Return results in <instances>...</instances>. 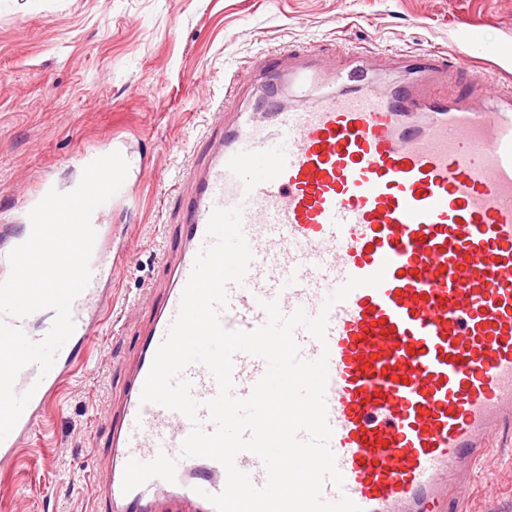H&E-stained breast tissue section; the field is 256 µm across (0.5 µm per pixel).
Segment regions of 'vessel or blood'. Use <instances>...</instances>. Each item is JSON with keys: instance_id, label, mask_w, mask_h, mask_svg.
I'll return each mask as SVG.
<instances>
[{"instance_id": "b4317fda", "label": "vessel or blood", "mask_w": 512, "mask_h": 512, "mask_svg": "<svg viewBox=\"0 0 512 512\" xmlns=\"http://www.w3.org/2000/svg\"><path fill=\"white\" fill-rule=\"evenodd\" d=\"M330 80L335 91L302 107L236 113L186 168L191 198L178 214L179 243L163 256L171 286L112 429L118 458L90 482L107 512H162L166 502L176 512H216L209 497L224 489V467L180 455L194 424L214 429L203 406L218 393L214 377L199 362L182 373L201 403L193 421L142 402L141 393L195 258L214 242L207 226L217 208L240 211L253 255L243 283L226 287L218 309L225 329L264 325L265 301L286 315L328 313L325 341L295 331L303 359L329 356L330 447L343 485L325 484V501L346 496L363 512H449L457 489L474 482L491 432L512 430V93L479 109L476 86L448 98L412 83L383 94L356 68ZM108 210L92 215L91 277L72 303L74 341L47 375L33 364L19 372L16 391L33 396L1 454L38 426L74 342L93 334L89 301L112 283L103 256L112 242ZM30 232L27 221L18 230L0 225V283L11 273L9 253ZM380 270L379 287L324 309L349 277ZM54 320L49 308L25 318L0 313L34 341ZM266 367L236 353L233 396L248 397ZM235 465L254 486L265 484L256 454L239 453Z\"/></svg>"}]
</instances>
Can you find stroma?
I'll use <instances>...</instances> for the list:
<instances>
[{
	"label": "stroma",
	"instance_id": "1",
	"mask_svg": "<svg viewBox=\"0 0 512 512\" xmlns=\"http://www.w3.org/2000/svg\"><path fill=\"white\" fill-rule=\"evenodd\" d=\"M358 63L379 90L427 83L410 61L436 53L435 89L495 76L484 104L512 91V0H0V225L18 223L42 180L76 182L78 159L120 145L132 162L125 196L105 217L112 299L94 340L76 347L42 426L0 463V512H92L90 476L111 457V422L169 286L161 254L178 243L182 172L204 149L225 99L232 118L264 60ZM477 468L458 512H512V437Z\"/></svg>",
	"mask_w": 512,
	"mask_h": 512
}]
</instances>
